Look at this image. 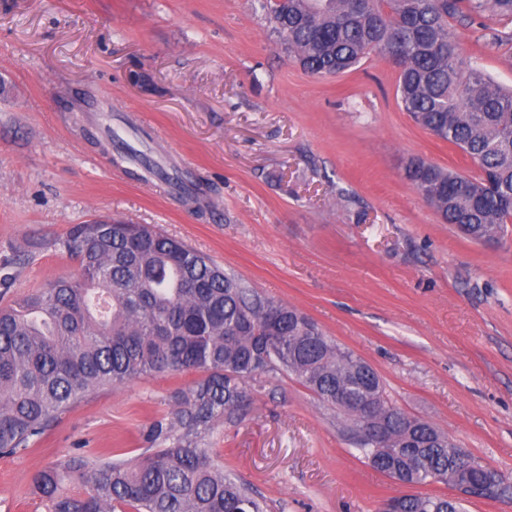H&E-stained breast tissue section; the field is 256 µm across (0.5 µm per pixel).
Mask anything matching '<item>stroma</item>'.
I'll return each instance as SVG.
<instances>
[{"label": "stroma", "mask_w": 512, "mask_h": 512, "mask_svg": "<svg viewBox=\"0 0 512 512\" xmlns=\"http://www.w3.org/2000/svg\"><path fill=\"white\" fill-rule=\"evenodd\" d=\"M455 31L465 63L512 87L511 20ZM397 75L374 53L347 73H305L260 0H0V306L77 274L60 248L74 225H156L310 317L392 403L512 482V231L473 241L405 178L413 156L475 168L402 110ZM107 124L177 185L134 178L92 141ZM198 378L88 396L34 449L0 457V512H45L31 478L74 449L142 453ZM247 388L251 405L211 443L270 512H379L402 493L294 376Z\"/></svg>", "instance_id": "1"}]
</instances>
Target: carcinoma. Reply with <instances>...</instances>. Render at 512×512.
<instances>
[{
    "label": "carcinoma",
    "instance_id": "1",
    "mask_svg": "<svg viewBox=\"0 0 512 512\" xmlns=\"http://www.w3.org/2000/svg\"><path fill=\"white\" fill-rule=\"evenodd\" d=\"M272 32L306 73H346L371 53L398 68L402 109L479 170L467 176L412 158L405 177L448 224L499 240L512 224V89L463 65L448 20L512 18V0H269ZM79 274L55 279L0 309V454L13 455L92 391L141 376L200 371L156 422L152 448L131 459L77 453L33 475L47 512H266L211 448L215 426L251 404L246 383L286 371L343 418L370 465L412 485L448 483L456 444L386 396L362 358L342 350L296 308L276 302L151 224L96 220L62 242ZM383 438L353 429L359 404ZM473 485H512L482 464ZM393 512H464L426 494L392 498Z\"/></svg>",
    "mask_w": 512,
    "mask_h": 512
}]
</instances>
